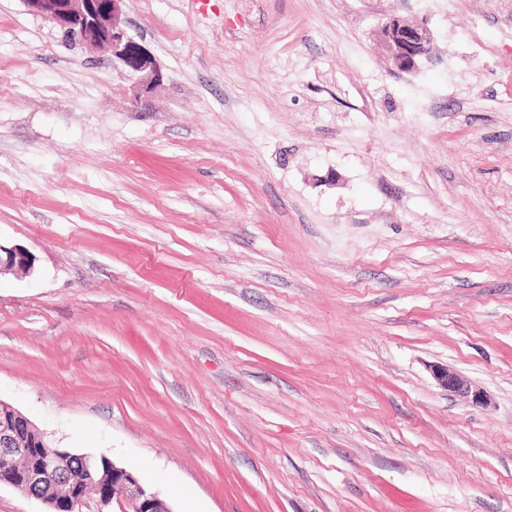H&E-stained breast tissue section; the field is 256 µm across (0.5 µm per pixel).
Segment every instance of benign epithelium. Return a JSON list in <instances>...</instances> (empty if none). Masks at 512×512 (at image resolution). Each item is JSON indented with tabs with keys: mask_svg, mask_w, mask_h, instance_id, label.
<instances>
[{
	"mask_svg": "<svg viewBox=\"0 0 512 512\" xmlns=\"http://www.w3.org/2000/svg\"><path fill=\"white\" fill-rule=\"evenodd\" d=\"M26 10L59 27L64 34L89 51L112 48L123 64L141 74V83L152 88L163 72L144 54L123 29L125 0H22ZM381 36L394 66L405 72L418 68L428 55L432 37L419 25L399 18L389 19ZM32 268L29 252L0 244V272L25 275ZM442 389L475 405L488 404V397L469 380L446 365L430 366ZM0 485L42 501L48 512H173L170 504L145 486L131 471L111 459L93 454H74L50 447L45 435L12 405L0 401Z\"/></svg>",
	"mask_w": 512,
	"mask_h": 512,
	"instance_id": "7a95c632",
	"label": "benign epithelium"
}]
</instances>
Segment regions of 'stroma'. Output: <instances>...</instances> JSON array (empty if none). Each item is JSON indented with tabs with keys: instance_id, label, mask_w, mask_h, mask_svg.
<instances>
[{
	"instance_id": "obj_1",
	"label": "stroma",
	"mask_w": 512,
	"mask_h": 512,
	"mask_svg": "<svg viewBox=\"0 0 512 512\" xmlns=\"http://www.w3.org/2000/svg\"><path fill=\"white\" fill-rule=\"evenodd\" d=\"M123 13L153 89L0 0V400L174 512H512V0ZM381 36L394 66L405 72L418 68L420 60L428 55L432 42L426 28L399 18L389 19L381 28ZM32 268V257L29 252L18 246L6 247L0 244V273L11 271L17 275H25ZM431 374L439 387L469 399L475 405H487L488 397L482 391L473 389L469 380L446 365H431Z\"/></svg>"
}]
</instances>
